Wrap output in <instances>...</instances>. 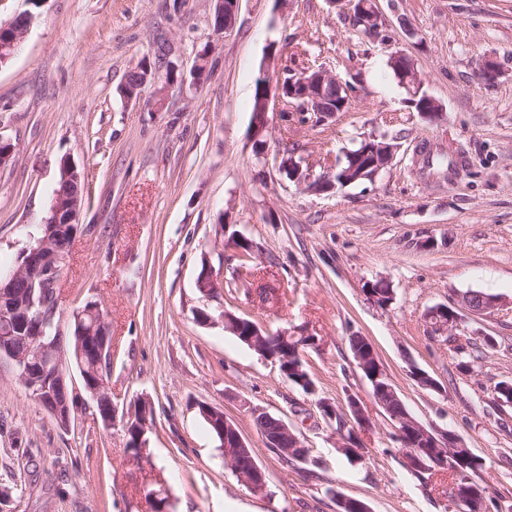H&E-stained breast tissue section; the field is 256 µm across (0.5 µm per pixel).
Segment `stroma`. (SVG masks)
<instances>
[{"label": "stroma", "mask_w": 512, "mask_h": 512, "mask_svg": "<svg viewBox=\"0 0 512 512\" xmlns=\"http://www.w3.org/2000/svg\"><path fill=\"white\" fill-rule=\"evenodd\" d=\"M373 4L383 36L369 40L342 0H240L235 26L221 34L213 0H43L37 9L0 0L1 23L37 14L0 65V140L14 147L0 166V276L34 244L69 160L89 194L60 277L61 313L90 299L106 312L116 407L112 428L86 415L62 430L0 359V512H151L122 432L140 396L154 403L151 460L176 512H337L336 491L370 512H450L451 474L421 481L407 471L394 424L354 362L353 336L372 344L407 411L484 458L478 483L512 503V406L495 399L496 384L512 379V0ZM160 49L178 82L162 97L150 83L140 101L120 98L128 72ZM397 52L442 105L438 119L412 107L388 65ZM203 53L211 74L197 83ZM272 56L353 85L349 109L317 126L272 119L255 141V82ZM487 58L498 65L491 82L479 76ZM383 136L399 148L371 182L314 193L279 167L293 144L317 178L364 138ZM422 142L462 162L459 174L423 178L413 162ZM242 236L252 244L248 277L237 274ZM205 262L223 277L209 300L196 288ZM376 282L391 305L364 292ZM263 284L277 288V303L259 301ZM469 291L501 306L463 311L461 330L479 344L463 373L429 313ZM227 307L267 334L317 337L301 351L313 392L226 330ZM203 308L211 323L197 321ZM414 366L438 390L419 386ZM352 396L369 427L350 459L320 404L343 412ZM206 403L254 448L266 493L225 466L199 413ZM256 408L301 434L317 477L265 447Z\"/></svg>", "instance_id": "stroma-1"}]
</instances>
